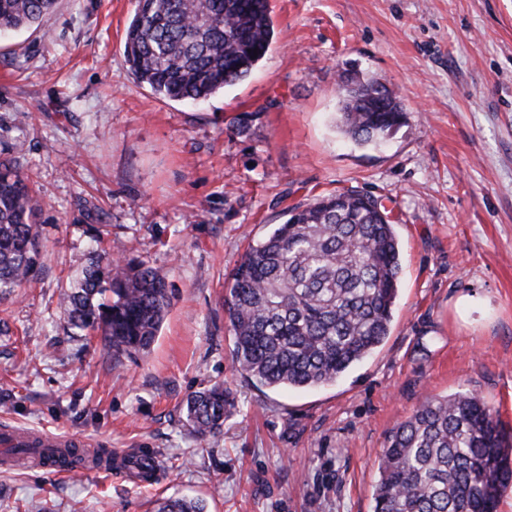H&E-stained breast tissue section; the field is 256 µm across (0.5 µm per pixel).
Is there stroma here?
Here are the masks:
<instances>
[{"label": "stroma", "mask_w": 512, "mask_h": 512, "mask_svg": "<svg viewBox=\"0 0 512 512\" xmlns=\"http://www.w3.org/2000/svg\"><path fill=\"white\" fill-rule=\"evenodd\" d=\"M274 39L241 83L197 104L132 77L136 0H57L0 36V155L42 197L43 266L0 302V419L125 454L118 470L0 465V512H373L388 433L425 396L485 398L512 428V0H269ZM405 110L359 145L337 125L344 71ZM354 188L391 210L403 273L389 337L325 387L270 389L232 360L224 283L249 241L317 197ZM164 270L174 298L148 354L114 364L58 297L94 246ZM224 384L235 407L201 438L180 406ZM122 464L136 471L138 477L149 479L153 476L155 466L152 458L141 452H127L122 456ZM155 512H204V505L192 498H166L157 504Z\"/></svg>", "instance_id": "obj_1"}]
</instances>
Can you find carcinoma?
<instances>
[{
	"label": "carcinoma",
	"mask_w": 512,
	"mask_h": 512,
	"mask_svg": "<svg viewBox=\"0 0 512 512\" xmlns=\"http://www.w3.org/2000/svg\"><path fill=\"white\" fill-rule=\"evenodd\" d=\"M55 0H0V34L28 29ZM274 37L268 0H137L124 55L134 80L158 98L201 102L247 78ZM374 78L341 100V130L375 143L402 124L399 100L378 111ZM42 202L15 160L0 161V296L36 276ZM401 272L395 224L375 197L355 189L325 195L248 244L224 294L236 368L272 389L336 383L389 336ZM167 274L112 258L100 246L61 293L68 324L98 334L112 357L148 352L171 306ZM234 405L215 384L189 395L191 431L214 436ZM11 461L108 468L100 448H13ZM122 464L149 479L152 458L127 452ZM512 487V432L468 392L429 395L396 426L379 456L374 512H496ZM155 512H204L192 498H166Z\"/></svg>",
	"instance_id": "1"
}]
</instances>
